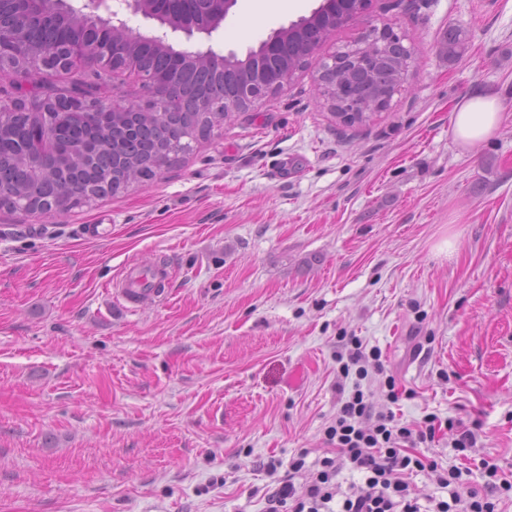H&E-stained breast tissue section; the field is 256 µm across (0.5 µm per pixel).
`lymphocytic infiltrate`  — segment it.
<instances>
[{"instance_id":"obj_1","label":"lymphocytic infiltrate","mask_w":512,"mask_h":512,"mask_svg":"<svg viewBox=\"0 0 512 512\" xmlns=\"http://www.w3.org/2000/svg\"><path fill=\"white\" fill-rule=\"evenodd\" d=\"M344 349L339 372L353 384L340 395L336 415L324 431L329 451L310 474L301 456L286 465L267 461L273 486L263 494L264 512H495L500 497L512 491V481L501 478L497 464L483 460L484 480L475 485L465 479L462 468H442L424 452L435 440L438 417L426 415L410 427L393 412L377 410L363 380L376 371L395 402L400 397L395 378L386 374L379 351L359 338L346 337ZM346 470L360 473L361 482L342 487L338 477ZM426 470L447 490V498L422 499L414 493L412 474Z\"/></svg>"}]
</instances>
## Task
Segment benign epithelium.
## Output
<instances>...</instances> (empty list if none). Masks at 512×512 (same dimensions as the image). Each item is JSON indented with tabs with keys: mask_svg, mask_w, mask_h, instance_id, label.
Listing matches in <instances>:
<instances>
[{
	"mask_svg": "<svg viewBox=\"0 0 512 512\" xmlns=\"http://www.w3.org/2000/svg\"><path fill=\"white\" fill-rule=\"evenodd\" d=\"M124 14L112 9L110 0H63L54 4L47 0H0V72L14 74L19 71L58 76L80 68L102 69L112 63V43L125 47L122 71L127 77L141 80L146 77L143 50L156 55L173 54L188 68L205 70L222 68L229 57L217 53L212 47L197 51H176L172 42L200 35L211 39L217 32L236 0H178L170 8L161 7L160 0H121ZM154 20L157 27L150 36H144L129 27L125 15ZM36 28L44 30L49 41L38 44L30 39ZM393 28H373L360 36L358 42L373 49L384 48L392 38ZM290 75L284 74L274 84L267 83L266 75L257 73L240 97L206 105L205 112L220 117L226 112H247L263 98L281 90ZM170 94L163 83L154 85L153 98L145 104L117 99L113 89H103L78 97L83 111L91 114L109 113L112 116L127 112H141L160 119L161 105ZM23 113L28 122L41 127L48 138L57 134L60 115L64 112L58 100L33 98L24 104L0 102V135L14 125L15 116ZM48 145L20 144L18 159L40 165ZM95 161L84 147L75 148L58 167L85 166ZM56 167V168H58ZM51 167L46 173H55Z\"/></svg>",
	"mask_w": 512,
	"mask_h": 512,
	"instance_id": "obj_1",
	"label": "benign epithelium"
}]
</instances>
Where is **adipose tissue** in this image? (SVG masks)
I'll use <instances>...</instances> for the list:
<instances>
[{"mask_svg": "<svg viewBox=\"0 0 512 512\" xmlns=\"http://www.w3.org/2000/svg\"><path fill=\"white\" fill-rule=\"evenodd\" d=\"M501 118L497 96L481 92L464 95L451 115L453 138L463 148H473L498 130Z\"/></svg>", "mask_w": 512, "mask_h": 512, "instance_id": "1", "label": "adipose tissue"}]
</instances>
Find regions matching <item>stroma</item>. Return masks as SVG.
<instances>
[{"label":"stroma","mask_w":512,"mask_h":512,"mask_svg":"<svg viewBox=\"0 0 512 512\" xmlns=\"http://www.w3.org/2000/svg\"><path fill=\"white\" fill-rule=\"evenodd\" d=\"M322 2L237 0L173 47L242 58ZM386 24L417 60L367 125L317 103L319 51L159 178L0 208V512H262V462L323 455L341 336L380 350L400 423L477 427L463 453L441 428L439 464L512 476V0H372L338 39ZM477 89L503 118L468 150L451 112ZM160 259L161 295L113 302L126 263Z\"/></svg>","instance_id":"35a3bbf8"}]
</instances>
